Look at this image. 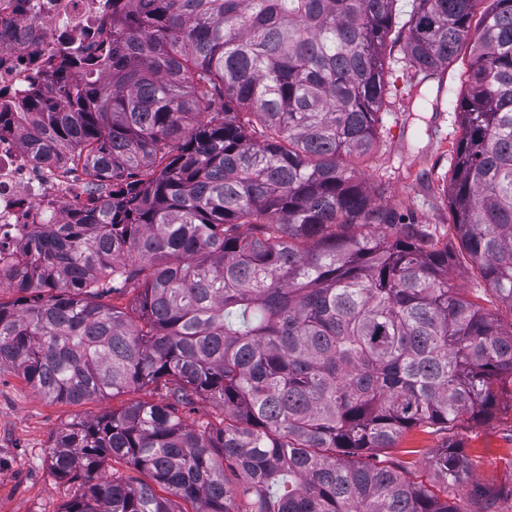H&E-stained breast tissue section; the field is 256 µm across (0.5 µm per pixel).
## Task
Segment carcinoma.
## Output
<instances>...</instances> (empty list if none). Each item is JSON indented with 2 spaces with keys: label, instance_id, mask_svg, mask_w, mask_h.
Wrapping results in <instances>:
<instances>
[{
  "label": "carcinoma",
  "instance_id": "1",
  "mask_svg": "<svg viewBox=\"0 0 512 512\" xmlns=\"http://www.w3.org/2000/svg\"><path fill=\"white\" fill-rule=\"evenodd\" d=\"M397 0H112V38L35 118L38 159L92 169L106 199L20 244L0 271V368L81 404L48 448L78 483L62 512H461L469 460L442 482L382 459L414 428L490 415L512 381V0H412L404 65L443 86L468 46L446 198L479 287L437 229L372 203ZM368 228L356 235L352 228ZM134 293L130 305L106 302ZM198 399L221 411L190 427ZM122 460L149 481L106 474Z\"/></svg>",
  "mask_w": 512,
  "mask_h": 512
}]
</instances>
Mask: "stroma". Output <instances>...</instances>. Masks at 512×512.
Wrapping results in <instances>:
<instances>
[{"label":"stroma","instance_id":"35a3bbf8","mask_svg":"<svg viewBox=\"0 0 512 512\" xmlns=\"http://www.w3.org/2000/svg\"><path fill=\"white\" fill-rule=\"evenodd\" d=\"M468 60V50H461L445 76L446 90L437 107L428 99H409L405 79H398L397 94L378 114L374 151L354 163L367 186H385L381 205L394 208L404 221L438 226L441 242L459 258L452 284L464 289L474 287L476 276L460 259L462 246L448 223L443 187L461 137L453 105L464 88ZM164 395V389L151 387L80 405L52 403L10 368L0 369V512H61L76 486L54 474L48 462V448L58 431L72 421L90 420L136 400L158 402ZM497 395L492 415L464 418L449 431L411 430L391 449V456L429 478L436 448L456 441L471 460L468 477L456 491L462 512H482L486 506L492 512H512V382H501Z\"/></svg>","mask_w":512,"mask_h":512}]
</instances>
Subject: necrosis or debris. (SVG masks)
<instances>
[{
    "instance_id": "necrosis-or-debris-1",
    "label": "necrosis or debris",
    "mask_w": 512,
    "mask_h": 512,
    "mask_svg": "<svg viewBox=\"0 0 512 512\" xmlns=\"http://www.w3.org/2000/svg\"><path fill=\"white\" fill-rule=\"evenodd\" d=\"M111 10V0H0V258L80 209L96 189L93 175L72 171L67 161L36 160L12 105L48 91L63 60L95 55Z\"/></svg>"
}]
</instances>
